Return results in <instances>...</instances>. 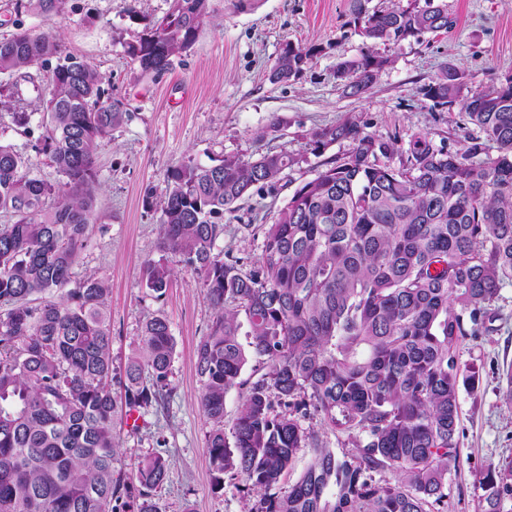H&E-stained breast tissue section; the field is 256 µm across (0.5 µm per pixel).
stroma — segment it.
<instances>
[{
	"instance_id": "35a3bbf8",
	"label": "stroma",
	"mask_w": 512,
	"mask_h": 512,
	"mask_svg": "<svg viewBox=\"0 0 512 512\" xmlns=\"http://www.w3.org/2000/svg\"><path fill=\"white\" fill-rule=\"evenodd\" d=\"M237 2L211 0L212 17L195 43L152 78L130 61L125 45L162 17L170 0H65L61 14L49 20L18 0H0V38L19 24L35 34L54 27L68 51L101 73L106 96L129 112L98 148L94 222L73 273L108 283L114 368L124 366L154 315L168 320L175 338L170 394L137 412L135 420L119 417L116 426L117 467L125 476H132L140 457L166 460L168 477L154 494L161 512H247L253 499L242 479L227 474L215 482L205 447L212 424L200 407L196 346L215 309L199 278L184 269H176L160 296L142 282L144 260L160 256V214L144 207L146 192L161 191L168 170L190 158L212 165L267 148L294 158L279 183L253 189L224 216L219 248L251 269L260 258L263 225L273 222L301 181L315 177L324 158L350 147L339 141L315 155L309 147L313 131L353 116L380 140L405 143L426 133L462 151L471 145L462 104L433 105L422 87L449 66L462 72L465 97L512 77V0H446L455 20L451 29L373 46L353 23L351 0H259L248 10ZM288 43L313 49L314 56L297 77L271 82L270 70ZM369 49L388 64L368 93L346 96L334 76L336 63ZM41 121L34 114L25 133L2 118L0 141L28 157L34 174L53 181L57 175L48 157L34 148ZM458 355L460 363L475 368L478 384L459 392L460 465L448 475L444 510L478 512L479 472L512 458V406L500 396L512 367L511 283L501 288L486 332L464 337Z\"/></svg>"
}]
</instances>
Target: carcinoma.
<instances>
[{"label": "carcinoma", "mask_w": 512, "mask_h": 512, "mask_svg": "<svg viewBox=\"0 0 512 512\" xmlns=\"http://www.w3.org/2000/svg\"><path fill=\"white\" fill-rule=\"evenodd\" d=\"M64 0H27L44 17ZM210 0H171L168 12L125 46L144 75H159L189 49L210 17ZM354 22L372 43L402 41L453 26L447 5L364 7ZM314 55L292 43L270 71L274 82L302 72ZM55 63L36 87L44 105L40 151L59 179L32 174L29 159L0 143V512H159L153 492L167 478L160 455L140 459L135 480L115 472L119 412L160 403L169 392L175 339L161 315L146 320L140 347L124 370L112 368L107 282L72 280L87 246L99 143L127 116L104 97L102 77L68 53L49 29L21 27L0 39V74ZM388 60L370 51L336 63L351 97L366 93ZM462 76L448 67L423 88L436 106L456 103ZM31 103L12 91L6 112L29 127ZM467 122L493 143L477 159L436 145L426 134L407 147L379 140L355 117L312 133L321 154L346 140L348 152L298 185L266 225L257 268L224 255V214L253 187L274 186L294 164L267 150L215 165L189 158L172 167L160 195L159 259L142 280L163 295L173 273L167 256L202 281L216 317L196 349L204 416L213 424L206 448L215 486L241 476L255 501L249 512H441L448 473L459 465L460 383L476 371L459 362L463 336H480L493 319L503 284L512 283V78L466 97ZM398 155V165L380 157ZM249 324L239 342V314ZM264 373L243 378L249 360ZM122 389L120 398L112 385ZM243 395L224 431V397ZM317 416L347 435L341 459L302 421ZM310 464L282 496L298 452ZM392 480L377 484L372 473ZM480 512L512 501V459L479 476Z\"/></svg>", "instance_id": "cac0c4a2"}]
</instances>
